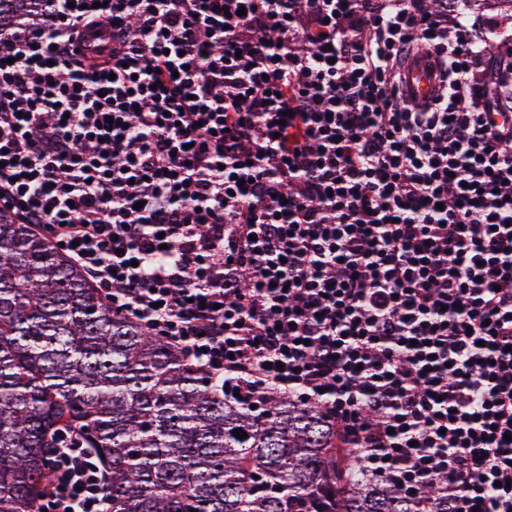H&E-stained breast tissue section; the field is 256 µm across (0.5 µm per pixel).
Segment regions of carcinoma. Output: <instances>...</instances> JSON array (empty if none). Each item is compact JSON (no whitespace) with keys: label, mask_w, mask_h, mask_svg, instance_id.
Returning <instances> with one entry per match:
<instances>
[{"label":"carcinoma","mask_w":512,"mask_h":512,"mask_svg":"<svg viewBox=\"0 0 512 512\" xmlns=\"http://www.w3.org/2000/svg\"><path fill=\"white\" fill-rule=\"evenodd\" d=\"M206 380L0 215V512H33L64 441L103 453L112 512H416L354 470L316 406L275 396L259 415Z\"/></svg>","instance_id":"carcinoma-1"}]
</instances>
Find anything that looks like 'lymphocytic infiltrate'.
<instances>
[{
  "mask_svg": "<svg viewBox=\"0 0 512 512\" xmlns=\"http://www.w3.org/2000/svg\"><path fill=\"white\" fill-rule=\"evenodd\" d=\"M417 51L425 103L399 85ZM489 56L424 0H42L0 28V214L239 403L317 406L419 512H512ZM48 467L35 512H109L89 449ZM436 69L423 54H412L402 65L400 77L410 99H429L437 87Z\"/></svg>",
  "mask_w": 512,
  "mask_h": 512,
  "instance_id": "1",
  "label": "lymphocytic infiltrate"
}]
</instances>
